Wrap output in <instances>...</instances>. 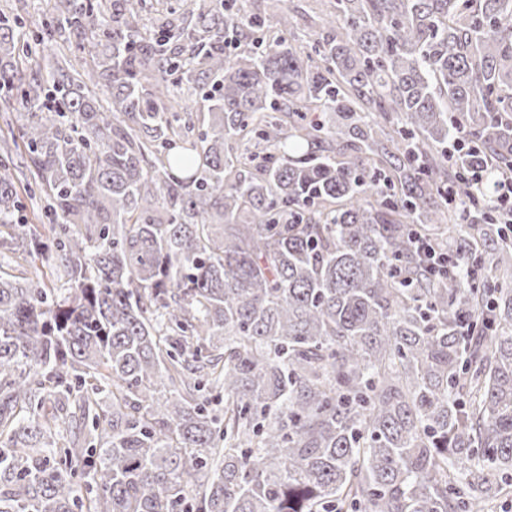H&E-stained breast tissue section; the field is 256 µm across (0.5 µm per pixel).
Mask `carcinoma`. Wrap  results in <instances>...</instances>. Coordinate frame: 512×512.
Instances as JSON below:
<instances>
[{"label": "carcinoma", "mask_w": 512, "mask_h": 512, "mask_svg": "<svg viewBox=\"0 0 512 512\" xmlns=\"http://www.w3.org/2000/svg\"><path fill=\"white\" fill-rule=\"evenodd\" d=\"M247 2L148 25L144 0H58L34 37L0 9V100L51 216L14 223L0 158V258L53 250L61 282L0 265V512L512 493V239L479 250L512 173V0H329L313 35ZM458 219L450 283L416 240Z\"/></svg>", "instance_id": "cac0c4a2"}]
</instances>
